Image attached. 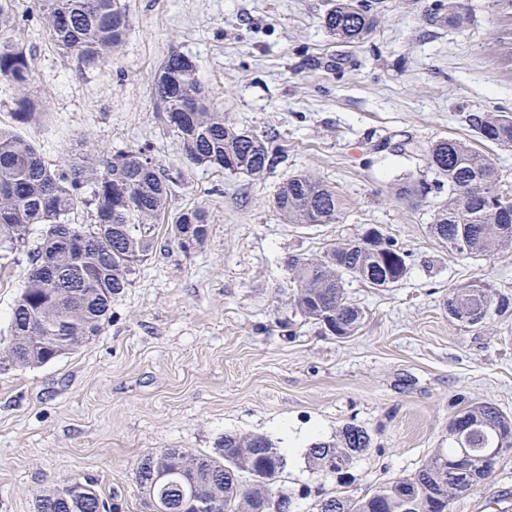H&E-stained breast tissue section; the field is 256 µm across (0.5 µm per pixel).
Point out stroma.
<instances>
[{"mask_svg":"<svg viewBox=\"0 0 512 512\" xmlns=\"http://www.w3.org/2000/svg\"><path fill=\"white\" fill-rule=\"evenodd\" d=\"M436 0H380L362 44H337L324 26L331 0H121L130 33L107 61L62 54L32 0H13L0 49L26 52L25 88L0 81V127L57 163L76 152L151 146L171 189L170 213L210 215L207 243L185 253L161 229L150 258L112 303L100 336L41 366L0 372V512H34L48 486L93 479L119 512H139L134 468L161 448L212 451L227 432L268 436L287 456L284 486L309 482L312 442L350 422L373 437L352 465V495L413 473L448 445L458 396L512 414V317L478 333L449 318V289L478 279L512 293V249L478 261L450 257L426 232L430 202L411 210L391 183L426 174L407 139H469L512 192V150L476 139L468 117L512 112V8L465 0L458 30L429 25ZM191 56L225 118L270 138L285 160L254 179L192 165L163 121L155 92L171 50ZM40 107L16 121L17 102ZM309 172L338 190L337 224L286 223L271 200ZM375 225L411 255L407 277L347 292L366 313L337 338L295 316L287 261ZM29 269L0 261V341ZM450 512H512V453Z\"/></svg>","mask_w":512,"mask_h":512,"instance_id":"obj_1","label":"stroma"}]
</instances>
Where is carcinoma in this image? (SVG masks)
Returning a JSON list of instances; mask_svg holds the SVG:
<instances>
[{
  "instance_id": "carcinoma-1",
  "label": "carcinoma",
  "mask_w": 512,
  "mask_h": 512,
  "mask_svg": "<svg viewBox=\"0 0 512 512\" xmlns=\"http://www.w3.org/2000/svg\"><path fill=\"white\" fill-rule=\"evenodd\" d=\"M45 11L56 48L85 61L112 57L125 43L130 20L117 0H34ZM431 22L458 29L467 22L459 0H448V14L434 8ZM377 25L373 0H334L324 26L345 44L360 43ZM0 80L25 87L31 80L26 53L0 51ZM167 127L181 140L197 166L260 178L284 159L270 140L239 128L215 108L197 76L196 62L171 52L155 82ZM477 137L512 148V112L492 110L469 118ZM426 153L429 171L448 184V197L436 203L429 234L448 254L477 259L512 247V197L501 191L494 161L459 138H439L423 146L408 140L401 152ZM90 196H84V188ZM169 185L148 147L115 154L85 153L49 164L19 133L0 128V255L22 251L32 227L39 243L27 252L29 270L11 316V339L0 347V371L46 365L98 336L110 317L112 300L131 285L137 267L153 253L157 228L169 211ZM410 208L431 192L424 179L406 177L391 187ZM274 210L289 224H338V191L310 173L288 177L275 191ZM93 207L94 223L73 216ZM170 235L185 253L204 246L209 215L202 205L174 214ZM410 255L377 226L353 239L328 243L320 254L288 261L295 313L331 335H354L364 310L347 296L345 285L360 281L392 288L410 269ZM448 316L481 327L492 315L512 314V294L472 281L448 291ZM372 443L371 434L348 423L335 442H314L308 464L315 485L295 494L284 488L287 458L262 434L226 433L210 453L162 448L143 456L134 472L140 501L165 497L180 512L177 490L155 480L156 471L175 470L193 489L190 512H292L295 496L315 497L316 512H449L452 502L491 477L512 450V415L488 402L458 399L448 420V448L433 452L418 469L371 495L347 494L349 469ZM332 463L324 474L321 464ZM333 483L325 489L324 480ZM36 512H112L92 483L75 481L45 488Z\"/></svg>"
}]
</instances>
